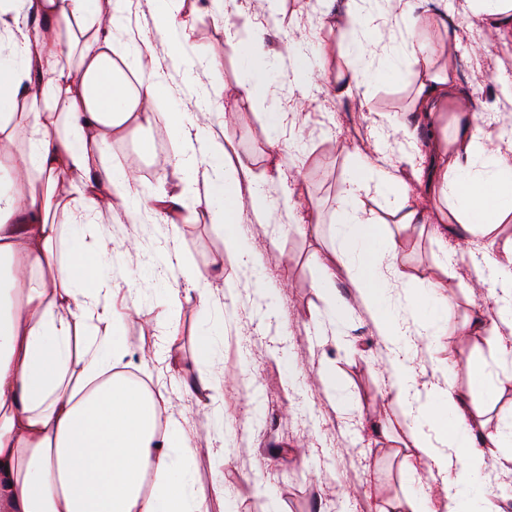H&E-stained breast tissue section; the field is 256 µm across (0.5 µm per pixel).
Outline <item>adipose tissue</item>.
Masks as SVG:
<instances>
[{
	"label": "adipose tissue",
	"mask_w": 512,
	"mask_h": 512,
	"mask_svg": "<svg viewBox=\"0 0 512 512\" xmlns=\"http://www.w3.org/2000/svg\"><path fill=\"white\" fill-rule=\"evenodd\" d=\"M25 2L21 11L15 0H0V17L9 19L8 45L0 51V143L13 141L16 127L29 132L21 157L0 163V512H209L191 470L196 448L169 412L172 391L165 383L145 382L153 357L132 356L114 309L116 295L130 300L137 290L134 274L111 276L126 249L102 236L87 246L82 240L85 227L114 205L135 222L167 204L165 185L142 195L123 168L104 160L107 133L131 124L146 132L165 109L175 129L173 171L209 166L203 201L224 235V261L259 272L238 224L244 172L229 162L212 128L188 130L185 114L173 111L174 95L148 46L133 38L114 42L113 30L127 22L128 0ZM178 3L158 0L155 28L170 46L172 65L191 80L197 64L186 52ZM347 5L345 23L360 28L363 38L351 49L349 67L333 80L340 96L372 79L357 61L390 14V0ZM31 13L45 20V28H30ZM240 26L247 36L234 49L248 78L230 107L236 111L273 92L264 31L248 19ZM405 64L418 78L411 111L453 129L452 137L430 141L426 192L451 202L438 211L434 234L489 237L512 223V152L486 149L476 115L458 91L454 64L435 68L425 45L416 42L386 58L383 77L398 79ZM33 72L40 77L35 85L28 81ZM372 186L393 197L403 223L420 219L423 200L411 196L404 178L356 161L337 203L333 256L387 350L392 396L408 438L406 477L415 481L417 462L429 461L437 488L375 502L374 512H499L490 498L471 497L470 489L487 450L512 445V425L485 432L466 402L498 394L512 373L473 370L464 392L451 375L440 383L417 380L410 325L388 293L391 282L406 277L397 244L388 226L360 207L361 194ZM57 210L69 213V224L51 221ZM159 257L182 276L181 284L168 288V306L176 307L186 288L209 309L211 277L182 261L178 226L166 233ZM471 263L474 278L496 300L494 312L478 315L475 327L494 339L512 329V240L501 251L489 246L472 254ZM321 269L317 288L328 308L320 326L336 337L348 310L337 296L333 268L325 263Z\"/></svg>",
	"instance_id": "1"
}]
</instances>
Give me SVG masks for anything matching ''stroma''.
<instances>
[{
	"mask_svg": "<svg viewBox=\"0 0 512 512\" xmlns=\"http://www.w3.org/2000/svg\"><path fill=\"white\" fill-rule=\"evenodd\" d=\"M215 11L211 0H183L181 16L190 25L189 43L202 67L198 79L220 100L234 99L246 69L233 51L226 25L241 17L268 20L267 6L256 0H223ZM345 0H279L276 25L271 26L266 49L287 61L290 36L328 48L329 71L344 68L349 31L324 21L325 13L340 14ZM448 18L458 28L456 62L466 65L469 77L458 86L475 98L474 111L482 133L493 134L512 127V99L504 85H512V40L501 42L485 23L473 18L469 0H453ZM417 78L402 68L397 81L365 84L360 93L366 105L353 98H337L314 87L282 78L274 99L228 116L221 134L232 164L250 173L243 182V204L238 221L248 242L265 268L268 285L278 294V324H270L248 301L236 307L233 325L224 328V345L205 372L224 383L219 400L229 431V459L220 463L205 450L210 393L193 388L174 394L171 414L184 426L198 447L193 461L197 488L208 498L211 512H257L261 489L280 499L284 512H330L346 504L349 512H371L381 498L404 496L431 484L427 464H419L417 483L403 476L406 453L401 408L389 395L390 378L385 352L379 345L366 309L357 301L345 279L337 287L351 308L346 343L318 342L315 325L325 312L326 300L315 287L317 260L334 247L332 225L338 192L353 156L371 166L391 170L403 140L397 126L409 107ZM284 112L288 123L280 150L267 145L265 115ZM110 164L123 166L134 158L141 170L143 189L153 190L164 166L159 154H145L137 139L110 134ZM166 174V173H163ZM169 185L179 176L166 174ZM207 174L193 177V194L183 197L177 215L182 256L216 281H233L252 289L251 273L230 265L216 267L224 253V237L211 222L198 198L205 193ZM261 185L270 199L293 189L307 204V232L290 231L270 245L271 229L256 223L248 205L254 185ZM366 211L386 222L393 231L398 253L409 277L393 284L391 296L400 314H407L415 286L447 279L452 311L440 336H419L420 379H442L441 365L453 362L459 389L468 387V370L480 364L492 373L512 370V361L501 358L485 336L473 331L460 335L459 328L478 310L491 311L490 293L470 279V255L459 248L448 271H441L444 246L430 224L402 226L385 197L369 191L362 197ZM163 224L146 220L129 223L120 212H101L87 236L104 234L113 243L134 238L137 253L126 258L128 269L140 274L141 311L124 313L125 338L135 350L166 348L164 360L152 362L154 378L172 382L183 372L195 371L197 336L205 326L194 292H182L181 306L170 311L163 301L165 283L153 268V251ZM174 327L177 336L166 342L164 332ZM329 361L344 384L351 408L340 413L326 395L317 374L321 361ZM223 494H215V482ZM478 489L493 497L502 512H512V450L486 456L477 480Z\"/></svg>",
	"mask_w": 512,
	"mask_h": 512,
	"instance_id": "obj_1",
	"label": "stroma"
}]
</instances>
